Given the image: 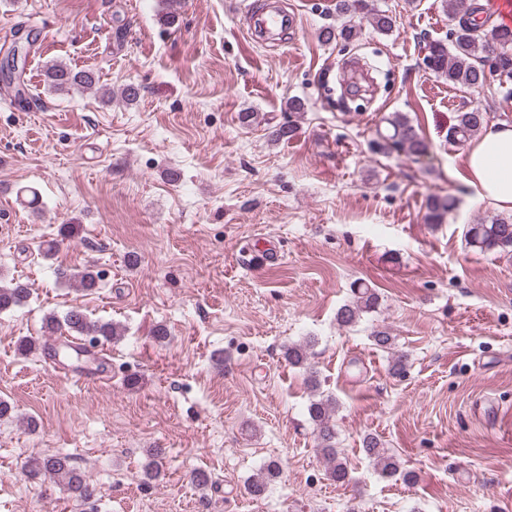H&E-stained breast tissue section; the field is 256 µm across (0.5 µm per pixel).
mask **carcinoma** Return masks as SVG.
<instances>
[{"mask_svg":"<svg viewBox=\"0 0 512 512\" xmlns=\"http://www.w3.org/2000/svg\"><path fill=\"white\" fill-rule=\"evenodd\" d=\"M336 15L344 18L337 28L326 26L321 37L326 42L336 39L349 41L359 33L355 19L367 20L379 33L392 31L394 22L386 12L375 7L373 0H336ZM448 16L454 21L451 44L432 40L425 46V66L436 74L448 78L452 84L468 88H479L486 80L484 60L490 51L497 52V66L501 74L512 78V27L495 25L491 30V39L480 35V29L490 16L484 15V6L479 0H449ZM45 76L48 86L55 92H68L73 88L90 90L99 79L92 70H75L56 62L46 67ZM0 79L14 86L15 94H25L22 71L9 68L0 72ZM488 122L487 112L478 104L457 112L455 123L448 129V139L465 142L477 136ZM389 132L372 142L376 154L388 155L394 151L409 156H422L428 152L429 145L421 136L410 119L399 112L388 119ZM457 199L452 195L432 196L426 205L425 221L428 224H441L446 216L455 210ZM466 246L479 252H497L512 254V216H488L476 224L466 226L464 232ZM60 275L78 284L85 291L97 288L99 275L91 269L77 273L61 271ZM352 300L341 305L336 311L337 323L346 328L357 326L364 315L376 311L380 305L379 294L363 282L353 286ZM29 296V288L21 282L9 286H0V311H6L23 305ZM45 328L55 334L66 332L79 336L91 343H109L118 335L117 327L110 322L92 321L79 308L73 307L62 316L54 314L45 319ZM374 346L391 354L390 371L401 375L407 370L408 356L404 352L393 350L394 338L385 328H373L369 334ZM308 344L293 343L283 351L288 363L303 370L305 382L311 392L307 406L309 420L317 450L328 467L329 478L336 483L350 481L345 459L337 448L336 422L334 420L337 401L330 394L320 390L317 370L308 362ZM362 451L372 462L380 477L392 480L399 478L404 483H415L416 475L403 469L398 457L384 446L373 434L362 439ZM29 479L48 477L60 485L69 498L86 503L97 495L96 487L88 482L81 470L66 454L31 456L25 464ZM281 463L269 461L264 467V476L253 480L248 491L253 496L265 492L268 484L279 477Z\"/></svg>","mask_w":512,"mask_h":512,"instance_id":"carcinoma-1","label":"carcinoma"}]
</instances>
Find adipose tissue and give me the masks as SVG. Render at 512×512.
Segmentation results:
<instances>
[{"label":"adipose tissue","instance_id":"obj_1","mask_svg":"<svg viewBox=\"0 0 512 512\" xmlns=\"http://www.w3.org/2000/svg\"><path fill=\"white\" fill-rule=\"evenodd\" d=\"M466 164L472 198L512 211V127L487 124L471 144Z\"/></svg>","mask_w":512,"mask_h":512}]
</instances>
